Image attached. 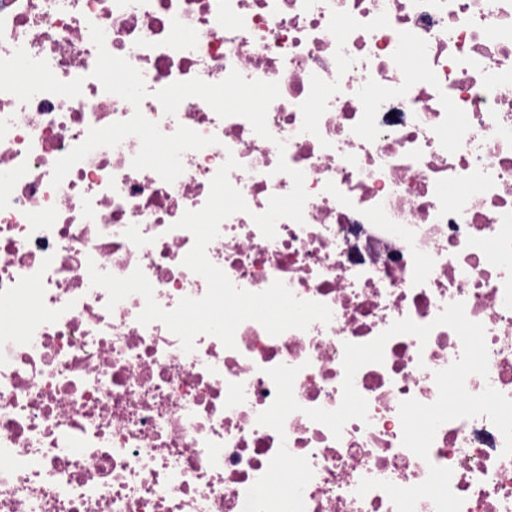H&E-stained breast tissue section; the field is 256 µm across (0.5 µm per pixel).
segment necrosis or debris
<instances>
[{
	"label": "necrosis or debris",
	"mask_w": 512,
	"mask_h": 512,
	"mask_svg": "<svg viewBox=\"0 0 512 512\" xmlns=\"http://www.w3.org/2000/svg\"><path fill=\"white\" fill-rule=\"evenodd\" d=\"M278 82L271 139L202 99L164 115L156 91L230 71ZM234 156L249 210L220 226L209 260L239 288L283 281L329 324L273 336L252 320L234 348L193 352L107 310L89 264L142 269L157 302L202 297L183 266L200 209ZM303 171V223L265 238L252 220ZM38 312L12 322L17 302ZM482 323L488 375L512 397V0H0V512H244L279 447L307 457L306 512H396L362 479L409 487L450 468L461 512H512V456L488 417L441 425L428 459L402 444L399 404L436 400L461 354L443 308ZM355 376L367 421L340 437L305 411L342 399L343 345L393 322ZM298 367L300 409L258 425L269 368Z\"/></svg>",
	"instance_id": "obj_1"
}]
</instances>
